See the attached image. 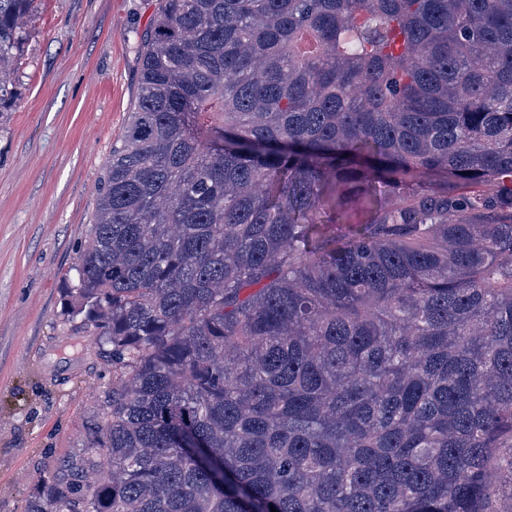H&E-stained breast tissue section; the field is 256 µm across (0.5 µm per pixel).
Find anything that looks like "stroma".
Masks as SVG:
<instances>
[{
	"mask_svg": "<svg viewBox=\"0 0 512 512\" xmlns=\"http://www.w3.org/2000/svg\"><path fill=\"white\" fill-rule=\"evenodd\" d=\"M158 0H33L0 119V512L86 445L112 375L60 315Z\"/></svg>",
	"mask_w": 512,
	"mask_h": 512,
	"instance_id": "stroma-1",
	"label": "stroma"
}]
</instances>
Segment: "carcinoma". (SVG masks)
Masks as SVG:
<instances>
[{
  "instance_id": "carcinoma-1",
  "label": "carcinoma",
  "mask_w": 512,
  "mask_h": 512,
  "mask_svg": "<svg viewBox=\"0 0 512 512\" xmlns=\"http://www.w3.org/2000/svg\"><path fill=\"white\" fill-rule=\"evenodd\" d=\"M73 270L112 388L25 512H504L512 0H159Z\"/></svg>"
}]
</instances>
